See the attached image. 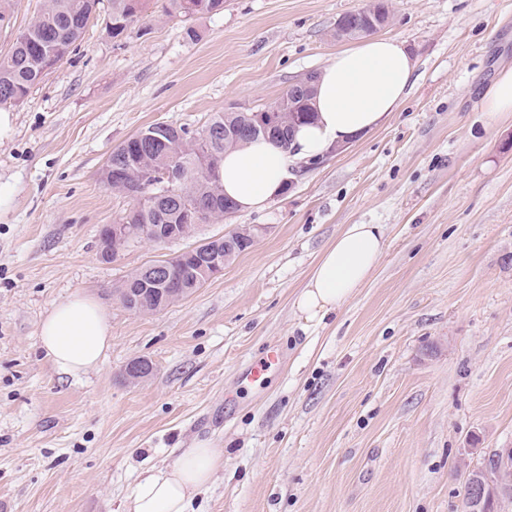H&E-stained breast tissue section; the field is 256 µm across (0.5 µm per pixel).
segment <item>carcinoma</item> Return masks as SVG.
I'll use <instances>...</instances> for the list:
<instances>
[{
	"instance_id": "carcinoma-1",
	"label": "carcinoma",
	"mask_w": 512,
	"mask_h": 512,
	"mask_svg": "<svg viewBox=\"0 0 512 512\" xmlns=\"http://www.w3.org/2000/svg\"><path fill=\"white\" fill-rule=\"evenodd\" d=\"M110 13L106 30L118 39L141 20L146 11V0H109ZM100 0H45L39 15L16 37L9 54L0 58V106L17 105L23 101L45 75L47 61L57 65L77 51L90 18L96 13ZM224 8V0H166L164 11L187 20L216 14ZM348 23L358 31L349 35L354 39L373 33L364 16V9L345 13ZM313 87L298 94L283 93L280 117L267 131L252 133L241 127L244 115L240 112H220L197 133L156 123L142 133L138 140L132 136L115 148L102 171L104 183L112 190L128 197L131 207L120 218L123 224H185L186 215L194 211L193 225L185 228L186 237L195 233V225L224 221L226 199L219 185V162L224 150L244 141L267 137L286 145L293 125L309 118ZM179 160V178L170 195L161 198L146 196L145 177L160 166L164 155ZM224 248L228 261L252 245L248 237L228 235ZM155 264H148L131 273L116 289L121 303L131 302L127 309L135 313L156 311L159 292L154 289L151 275ZM195 257L188 256L177 264L184 295L196 290Z\"/></svg>"
}]
</instances>
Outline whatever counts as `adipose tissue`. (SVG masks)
<instances>
[{
	"mask_svg": "<svg viewBox=\"0 0 512 512\" xmlns=\"http://www.w3.org/2000/svg\"><path fill=\"white\" fill-rule=\"evenodd\" d=\"M414 70L408 49L395 39L371 38L337 52L314 84V121L297 128L288 146L258 138L225 151L221 185L226 198L241 211L264 209L284 192L299 161L320 158L384 123L408 95ZM385 247L380 225H346L321 252L297 297V310L309 318L336 311L362 287ZM39 345L58 374L77 378L101 363L112 345V326L96 298L76 294L46 314ZM223 466L215 448L198 442L171 465L142 477L127 512H190Z\"/></svg>",
	"mask_w": 512,
	"mask_h": 512,
	"instance_id": "ef3b65f1",
	"label": "adipose tissue"
}]
</instances>
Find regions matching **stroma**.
<instances>
[{"label":"stroma","mask_w":512,"mask_h":512,"mask_svg":"<svg viewBox=\"0 0 512 512\" xmlns=\"http://www.w3.org/2000/svg\"><path fill=\"white\" fill-rule=\"evenodd\" d=\"M368 0H224L187 20L150 0L114 42L102 0L76 53L0 108V512H126L137 480L208 441L224 456L196 512H462L464 474L512 448V112L481 97L512 70V0H391L414 85L386 123L300 162L260 212L194 239L261 226L220 275L154 313L115 290L186 249L143 240L114 261L100 230L131 205L101 174L149 125L201 131L252 112L348 41ZM348 224L386 249L324 320L295 299ZM94 296L112 325L97 369L57 375L39 346L53 305ZM280 367L241 386L268 348ZM152 362L145 379L125 365ZM368 6H369V4L366 5V7H364V8L350 11V12L343 14L349 25L354 23L357 26V28L359 29L357 32H355L351 35H349L350 30H348L340 20H337L336 32H337V35L340 36V37H338V39H343L342 37H347L348 35H349L348 39H354V38H358L361 36H367V35L375 33V31L372 30V26L368 25V22L364 16V10Z\"/></svg>","instance_id":"obj_1"}]
</instances>
